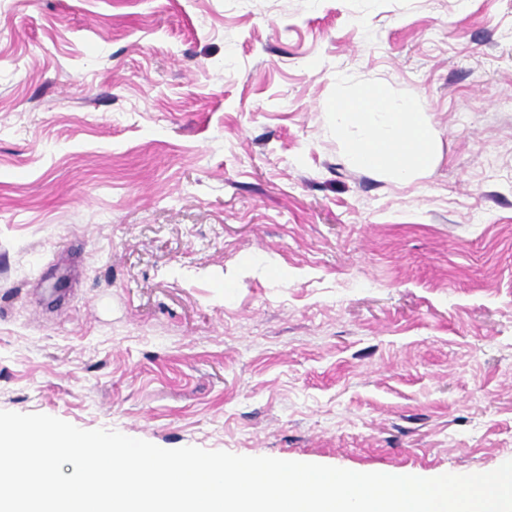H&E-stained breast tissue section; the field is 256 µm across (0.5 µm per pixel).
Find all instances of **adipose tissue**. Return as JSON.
Masks as SVG:
<instances>
[{"label":"adipose tissue","instance_id":"ef3b65f1","mask_svg":"<svg viewBox=\"0 0 512 512\" xmlns=\"http://www.w3.org/2000/svg\"><path fill=\"white\" fill-rule=\"evenodd\" d=\"M336 133L348 139L355 164L389 171L410 182L433 159L432 139L418 105L397 101L383 88L336 104Z\"/></svg>","mask_w":512,"mask_h":512}]
</instances>
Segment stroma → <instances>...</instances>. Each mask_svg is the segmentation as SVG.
I'll list each match as a JSON object with an SVG mask.
<instances>
[{
	"label": "stroma",
	"instance_id": "obj_1",
	"mask_svg": "<svg viewBox=\"0 0 512 512\" xmlns=\"http://www.w3.org/2000/svg\"><path fill=\"white\" fill-rule=\"evenodd\" d=\"M375 87L434 132L410 182L336 135ZM0 410L512 460V0H0Z\"/></svg>",
	"mask_w": 512,
	"mask_h": 512
}]
</instances>
